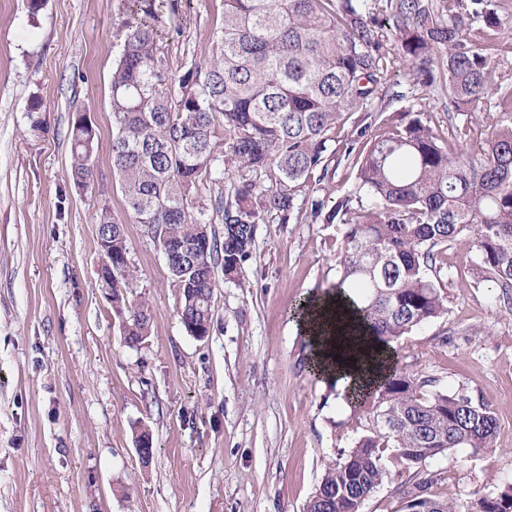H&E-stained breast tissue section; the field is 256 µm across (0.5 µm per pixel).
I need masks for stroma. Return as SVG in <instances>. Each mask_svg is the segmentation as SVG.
Masks as SVG:
<instances>
[{
  "label": "stroma",
  "mask_w": 512,
  "mask_h": 512,
  "mask_svg": "<svg viewBox=\"0 0 512 512\" xmlns=\"http://www.w3.org/2000/svg\"><path fill=\"white\" fill-rule=\"evenodd\" d=\"M502 49L494 81L512 87V0H496ZM223 0H182L163 28L169 68L182 75L214 50ZM129 17L124 0H0V512H304L328 465L362 433L330 380L309 369L306 335L289 316L336 280L341 235L327 224L259 225L246 287L220 283L206 340L184 327L160 250L127 208L112 168V67ZM98 131L87 188L70 179L71 120ZM435 126L469 125V145L497 114L448 117L427 89L387 110ZM375 134L355 113L331 147L342 160L331 199L355 178L347 144ZM125 226L151 335L128 347L98 286L95 214ZM470 254L452 251L439 278L446 314L397 345L398 367L433 389L463 391L497 419L491 447L449 449L429 461L432 491L467 504L512 483V309L473 287ZM154 453L142 463L135 431ZM412 488L391 472L361 512H404Z\"/></svg>",
  "instance_id": "1"
}]
</instances>
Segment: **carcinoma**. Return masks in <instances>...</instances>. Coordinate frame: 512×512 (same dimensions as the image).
<instances>
[{"label": "carcinoma", "mask_w": 512, "mask_h": 512, "mask_svg": "<svg viewBox=\"0 0 512 512\" xmlns=\"http://www.w3.org/2000/svg\"><path fill=\"white\" fill-rule=\"evenodd\" d=\"M133 15L112 71V167L136 223L161 249L171 242L210 241V248L167 264L184 326L210 331L216 274L246 287L257 226L277 221L337 224L341 243L332 292L387 348L447 312L434 272L448 250L478 254L473 286L492 282L512 304V90L492 88L499 50L494 0H224L216 52L177 77L161 43L163 13L179 0H127ZM486 33L476 43L466 19ZM403 68L409 89L433 91L448 114L438 130L419 117L355 139L345 157L357 166L352 191L329 203L313 182L329 168L336 129L371 104L384 112L407 97L393 81ZM494 95L499 120L481 146H464L471 129L454 113L478 112ZM224 127V149L214 140ZM97 134L71 122L74 184H87ZM224 163L216 216L192 203L199 179ZM98 240L126 254L125 228L111 210L96 215ZM224 225L219 238L213 224ZM134 279L128 262L112 269L113 298L126 340H146L151 310L126 306ZM396 369L367 391L364 433L330 465L305 512H361L391 469L417 477L405 512H512V483L470 506L431 492L429 460L450 448L491 447V407L458 391L427 389Z\"/></svg>", "instance_id": "carcinoma-1"}]
</instances>
